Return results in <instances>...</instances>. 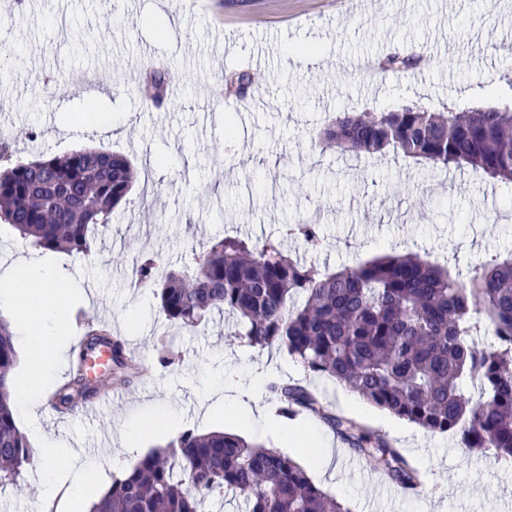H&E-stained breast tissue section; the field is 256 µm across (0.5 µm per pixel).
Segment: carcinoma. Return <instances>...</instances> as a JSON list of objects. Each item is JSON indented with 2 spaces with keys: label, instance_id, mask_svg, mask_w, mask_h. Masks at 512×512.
<instances>
[{
  "label": "carcinoma",
  "instance_id": "cac0c4a2",
  "mask_svg": "<svg viewBox=\"0 0 512 512\" xmlns=\"http://www.w3.org/2000/svg\"><path fill=\"white\" fill-rule=\"evenodd\" d=\"M419 62L395 52L378 70L406 72ZM318 146L391 149L419 165L466 167L512 194L507 107L428 112L411 102L389 112H348L319 135ZM134 178L126 157L96 148L11 164L0 170V221L34 248L86 255ZM288 232L310 249L323 245L316 224H294ZM135 274L157 288L160 312L170 321L196 326L212 311L224 312L249 345L283 351L310 373L429 433L455 435L466 454L490 452L512 464V253L476 263L462 279L449 265L417 254L330 271L300 262L276 239L258 247L217 236L191 268L159 276L149 259ZM480 311L495 331L489 345L476 339ZM99 345L111 347L115 369L130 368L123 343L104 327L88 329L77 359ZM15 365L10 323L0 316L1 489L18 486L34 459L10 405ZM269 390L280 413L307 412L391 482L405 490L421 485V472L400 449L335 415L311 389L273 380ZM96 391L79 370L57 389L52 405L76 412ZM230 493L242 498L245 512H348L280 451L224 431L191 430L145 455L89 512H207Z\"/></svg>",
  "mask_w": 512,
  "mask_h": 512
}]
</instances>
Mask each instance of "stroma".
I'll use <instances>...</instances> for the list:
<instances>
[{
  "instance_id": "1",
  "label": "stroma",
  "mask_w": 512,
  "mask_h": 512,
  "mask_svg": "<svg viewBox=\"0 0 512 512\" xmlns=\"http://www.w3.org/2000/svg\"><path fill=\"white\" fill-rule=\"evenodd\" d=\"M0 53L21 61L0 72V129L17 160L95 146L126 156L138 178L85 256L55 253L83 300L71 322L108 325L128 354L150 363L149 381L112 374V401L97 417L57 414L38 425L77 455L110 467L124 453L129 416L176 412L175 426L145 433L141 453L186 430L239 433L232 409L209 411L203 381L223 376L243 400L270 403L274 379L310 384L332 410L386 435L421 470L419 490L331 464L317 487L350 512H512V464L464 455L434 435L364 402L350 404L329 380L275 349L250 346L231 319L211 314L183 328L159 311L152 289L131 287L144 259L158 273L191 264L218 235L263 244L317 268L352 266L412 250L460 264L512 251V195L468 169L419 167L393 153L321 151L317 135L341 112H385L415 102L512 107V0H0ZM97 35L88 39L86 24ZM421 55L406 73L365 74L356 62L393 51ZM92 67L84 89L64 68ZM169 70L176 91L152 102L150 72ZM250 75L246 95L238 74ZM111 132L84 125L87 103ZM291 222L319 226L324 246L287 237ZM141 453L129 455L137 464ZM39 472L0 490V512H38Z\"/></svg>"
}]
</instances>
